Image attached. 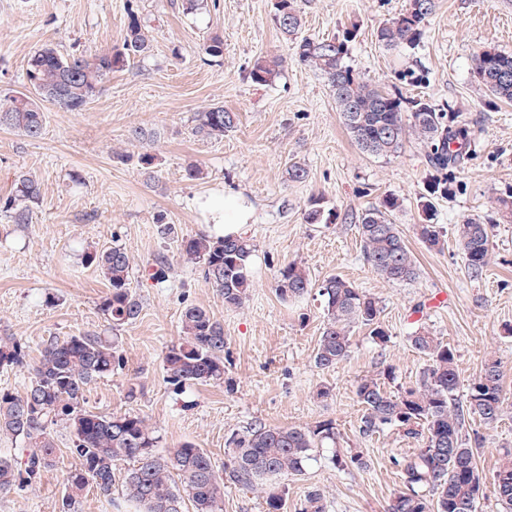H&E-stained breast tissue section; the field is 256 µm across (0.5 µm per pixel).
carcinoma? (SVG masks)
<instances>
[{
	"label": "carcinoma",
	"instance_id": "cac0c4a2",
	"mask_svg": "<svg viewBox=\"0 0 512 512\" xmlns=\"http://www.w3.org/2000/svg\"><path fill=\"white\" fill-rule=\"evenodd\" d=\"M433 8L434 0H409L404 13L378 29V41L388 49L416 45L420 24ZM273 20L285 38L298 34L302 27L294 0H275ZM352 36L348 31L341 39L303 38L295 43V54L326 79L343 124L362 152L395 156L410 137L424 144L436 175L422 196L425 223L419 225V234L425 245L435 247L441 230L431 223L433 200L448 196L449 172L467 156L469 129L449 123L447 113L427 99H407L361 80L343 62ZM148 50L149 40L136 19L127 27L122 48L113 52L70 58L51 45L42 46L27 61L25 75L31 94L0 103V127L29 138L39 137L44 125L41 103L81 111L106 75ZM282 63L277 56L258 57L250 78L268 83L278 76ZM473 75L489 95L512 101V54L496 49L479 52ZM406 111L410 112L407 118ZM235 120V113L216 106L198 114L195 133L221 139ZM39 196L38 182L19 176L15 194L7 199L13 223H31L28 203ZM400 207L397 197L384 196L379 204L359 214L358 231L373 271L388 282L409 284L418 278V267L392 222ZM454 233L468 270L475 276L481 274L489 263L488 225L467 219L454 225ZM254 252L253 240L247 236L215 238L204 232L181 239L179 247L180 257L200 268L204 281L227 308L241 306L248 296ZM81 263L100 271L108 283L109 292L100 304L108 324L116 330L136 322L142 306L130 287V259L125 249L86 248L81 252ZM274 280L276 292L284 300L302 298L313 288L308 271L295 261L279 267ZM319 295L324 299L326 321L314 354L317 369L328 371L348 358L355 327L367 328L376 343L387 341L376 298L337 275L319 284ZM181 330L180 341L164 356L167 381L182 387L223 380L225 340L220 321L207 309L188 306L181 315ZM410 342L430 359L416 385L387 390L386 382L395 380V368L388 365L362 377L356 386L363 408L360 433L372 436L393 428L419 444L411 454L393 458L404 489L394 494L386 512H477L483 475L476 461L478 449L463 431L469 420L491 428L501 419L505 395L500 362L487 360L468 385L465 401L458 402L455 393L460 379L453 349L424 327L413 332ZM23 358L17 341L0 343L1 366L19 364ZM122 366L115 338L97 332L52 338L43 344L25 392L0 393V434L23 442L21 458L0 457V492L31 482L52 465L55 446L50 426L60 421L70 429V451L78 459V466L66 477L61 512H76L78 498L89 487L112 499L115 473L124 463L130 467L124 471L122 495L138 512H223L224 481L253 490L270 477L301 475L315 460L314 449L334 448L338 442L339 432L331 421L304 427L259 424L227 439L222 476L210 455L192 443L159 455L155 448L160 437L140 415L102 416L83 407L88 386ZM330 462L338 470L367 467L359 451L334 453ZM492 480L499 504L505 512H512V452L504 455ZM285 495L286 488L269 487L265 491L266 512H281Z\"/></svg>",
	"mask_w": 512,
	"mask_h": 512
}]
</instances>
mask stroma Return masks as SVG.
<instances>
[{"label":"stroma","instance_id":"stroma-1","mask_svg":"<svg viewBox=\"0 0 512 512\" xmlns=\"http://www.w3.org/2000/svg\"><path fill=\"white\" fill-rule=\"evenodd\" d=\"M186 0H0V101L27 92L28 58L52 44L63 56H91L121 48L130 17L149 40L146 56L108 74L80 112L44 104L39 138L0 128V339L24 346L23 363L0 367V391L23 393L42 344L103 331L99 305L108 289L101 274L80 263L78 250L126 249L131 287L143 311L119 332L121 370L92 383L85 405L110 416H143L160 437V451L190 442L223 468L231 433L256 424L306 426L333 421L339 448L362 452L366 470H339L318 458L307 472L288 479L283 512H301L308 491L324 495V512H385L403 483L393 460L416 443L389 429L365 437L355 390L359 379L393 366L389 390L415 385L429 364L410 337L426 327L456 351L464 399L487 359L500 362L506 409L496 427L473 422L467 434L484 436L477 464L485 484L477 512H500L492 474L512 451V223L497 221L493 201L512 191V102L489 96L473 77V59L485 49L512 54V0H434L416 47L390 50L378 28L404 13L408 0H296L300 37L321 39L353 30L344 58L364 80L404 97H423L450 107L471 133V147L456 169L452 192L436 199L434 222L442 243H422L418 200L431 177L426 149L408 140L395 157L363 153L345 129L326 80L302 64L273 22L274 0H203L186 11ZM224 41L212 58L204 45ZM260 56L284 64L266 85L249 71ZM221 106L237 122L223 139L194 132L197 113ZM143 129L150 140L134 139ZM155 157L152 169L139 163ZM305 181L288 176L293 163ZM198 178L186 176L189 167ZM38 181L32 221L13 223L3 203L18 175ZM233 190L254 218L244 232L256 244L253 285L245 304L225 307L197 265L180 259L175 242L160 239L156 218L165 214L179 235L203 232L201 199ZM394 195L402 203L397 224L420 269L410 284L378 276L364 259L355 214ZM334 212L331 224H309L311 199ZM472 218L490 225V260L473 276L456 245L453 227ZM167 254L165 278L152 275L155 258ZM301 263L314 280L338 275L380 302L386 343L365 328L352 332L349 357L318 370L313 355L324 321L321 299L282 300L274 273ZM446 305L432 306L437 293ZM196 305L224 325V380L177 388L165 377L163 357L181 336V313ZM328 387V398L316 390ZM135 398H128L129 388ZM52 466L29 486L0 493V512H59L68 472L77 464L65 424L51 427Z\"/></svg>","mask_w":512,"mask_h":512}]
</instances>
